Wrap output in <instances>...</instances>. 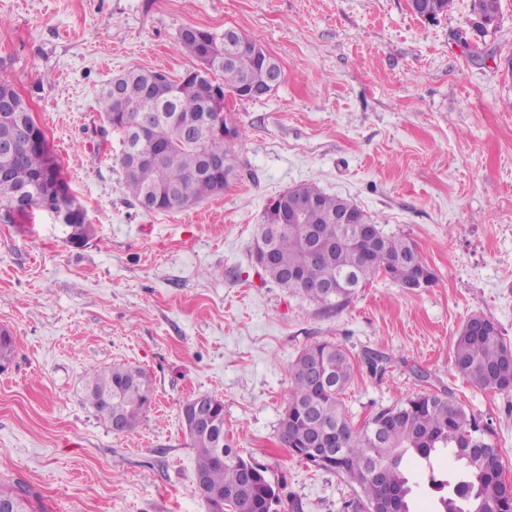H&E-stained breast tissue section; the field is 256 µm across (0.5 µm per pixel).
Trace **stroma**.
I'll return each mask as SVG.
<instances>
[{
    "instance_id": "stroma-1",
    "label": "stroma",
    "mask_w": 512,
    "mask_h": 512,
    "mask_svg": "<svg viewBox=\"0 0 512 512\" xmlns=\"http://www.w3.org/2000/svg\"><path fill=\"white\" fill-rule=\"evenodd\" d=\"M471 0L426 21L408 0H0V78L30 106L93 234L63 241L44 213L0 222V481L46 512H208L183 403H224V438L264 468L276 512H342L356 487L294 457L279 438L289 367L309 345L357 357L342 396L354 426L421 392L446 391L493 429L512 482V394L472 387L452 347L475 314L512 346V0L465 43ZM232 28L280 64L281 83L229 97L245 170L222 194L166 213L122 187L102 87L133 68L179 78L182 28ZM313 183L413 241L436 277L407 289L379 275L335 308L270 281L251 245L276 195ZM388 356L383 376L360 358ZM142 369L152 404L116 434L85 383ZM426 379H419V372Z\"/></svg>"
}]
</instances>
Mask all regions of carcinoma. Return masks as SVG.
Returning <instances> with one entry per match:
<instances>
[{
  "mask_svg": "<svg viewBox=\"0 0 512 512\" xmlns=\"http://www.w3.org/2000/svg\"><path fill=\"white\" fill-rule=\"evenodd\" d=\"M416 15L434 20L448 13L453 0H418ZM500 0H472L471 15L486 21L498 19ZM244 40L249 48L224 57V44ZM179 42L195 61L211 59L212 72L222 75L215 83L196 69L172 80L156 70L133 69L122 74L120 96L107 85L99 105L107 123L122 137L120 167L124 190L141 206L153 212L181 208L182 200L195 202L221 193L236 174L235 157L223 147L224 165L212 169L206 153L212 147L200 123L223 124L224 95L242 94L244 83L262 82L271 60L253 50L256 41L235 30L223 33L201 28L179 32ZM14 142L18 158L0 165L7 177L0 180V215L13 223L16 217L52 208L69 212L76 206L70 196H58L54 185L65 183L53 162L45 134L0 124V138ZM312 205L310 223L317 237L331 243L322 258L314 260L300 228L264 236L277 256L266 276L278 285L309 299L333 304L347 299L355 289L383 274L405 288L430 286L435 276L424 263L415 243L400 235L382 233L378 243L358 247L354 234L336 216L351 211L372 223L357 204L303 184L281 197L278 222L288 223L294 199ZM453 366L479 390L512 392V347L505 344L498 325L466 322L453 345ZM355 360L342 347L315 343L305 348L290 365L288 404L279 422L280 439L293 455L318 469L344 475L357 486L344 512H413L410 464L429 462L442 452L458 464L460 476L435 482L442 492L435 512H464L483 503L484 512H512V485L501 480L505 464L501 450L491 440V431L480 426L465 409L445 394L417 393L403 403L379 410L356 428L347 418L341 396L351 382ZM88 401L107 423L110 411L125 418L124 432H132L149 407L152 392L146 373L130 366H113L94 373L87 384ZM212 411L207 431L188 433L197 451L195 483L214 512H272L279 493L257 468V478L248 481L245 460L224 443V403L204 396ZM23 498L25 512H41L43 506L29 488L0 484V498Z\"/></svg>",
  "mask_w": 512,
  "mask_h": 512,
  "instance_id": "cac0c4a2",
  "label": "carcinoma"
}]
</instances>
